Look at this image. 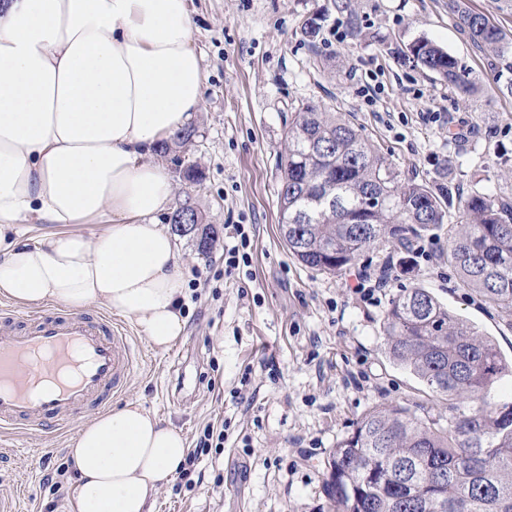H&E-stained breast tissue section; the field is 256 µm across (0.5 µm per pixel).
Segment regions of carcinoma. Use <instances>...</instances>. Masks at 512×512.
<instances>
[{
  "instance_id": "cac0c4a2",
  "label": "carcinoma",
  "mask_w": 512,
  "mask_h": 512,
  "mask_svg": "<svg viewBox=\"0 0 512 512\" xmlns=\"http://www.w3.org/2000/svg\"><path fill=\"white\" fill-rule=\"evenodd\" d=\"M477 45L505 60L512 43L473 11L460 13ZM412 61L448 85L474 91L448 51L419 38ZM281 230L302 264L338 274L385 242L411 253L422 233L445 224L452 186L432 188L401 177L396 166L351 124L319 103L295 107L281 154ZM383 197L368 202L369 197ZM178 236L205 254L214 229L201 213ZM448 262L460 284L512 315V202L474 192L459 200L448 225ZM392 359L448 400V416L405 407H375L334 448L326 494L343 512H512V400L494 386L512 375V360L493 340L453 315L424 288L398 295L384 317Z\"/></svg>"
}]
</instances>
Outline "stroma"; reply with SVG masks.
<instances>
[{
  "label": "stroma",
  "instance_id": "35a3bbf8",
  "mask_svg": "<svg viewBox=\"0 0 512 512\" xmlns=\"http://www.w3.org/2000/svg\"><path fill=\"white\" fill-rule=\"evenodd\" d=\"M452 0H190L193 43L206 75L191 142L161 160L172 207L190 204L217 234L209 254L178 238L187 264L185 336L167 352L136 335L141 357L113 406L140 400L196 446L209 424L224 445L161 490L155 512H341L324 491L338 441L375 406L447 414L448 403L390 360L384 316L420 287L512 357V317L459 285L448 233H425L417 253L386 245L338 275L298 262L280 232V152L294 107L313 100L375 144L403 178L447 176L458 197L512 198V70L460 28ZM318 18L315 38L302 25ZM425 37L455 56L476 85L463 95L423 71L408 46ZM379 92L367 98L366 82ZM196 166L189 183L182 170ZM240 262L227 269L224 254ZM395 269L389 287L356 290L359 273ZM76 428L0 447V496L22 512H64L54 489Z\"/></svg>",
  "mask_w": 512,
  "mask_h": 512
}]
</instances>
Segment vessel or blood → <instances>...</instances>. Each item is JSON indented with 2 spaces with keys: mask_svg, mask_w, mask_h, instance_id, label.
<instances>
[{
  "mask_svg": "<svg viewBox=\"0 0 512 512\" xmlns=\"http://www.w3.org/2000/svg\"><path fill=\"white\" fill-rule=\"evenodd\" d=\"M135 356L131 337L106 315L0 307V445L108 408Z\"/></svg>",
  "mask_w": 512,
  "mask_h": 512,
  "instance_id": "obj_1",
  "label": "vessel or blood"
}]
</instances>
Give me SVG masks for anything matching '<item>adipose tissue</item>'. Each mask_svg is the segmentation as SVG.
Returning a JSON list of instances; mask_svg holds the SVG:
<instances>
[{
    "label": "adipose tissue",
    "mask_w": 512,
    "mask_h": 512,
    "mask_svg": "<svg viewBox=\"0 0 512 512\" xmlns=\"http://www.w3.org/2000/svg\"><path fill=\"white\" fill-rule=\"evenodd\" d=\"M204 82L189 0H6L0 298L104 306L160 352L183 337L185 261L160 219L173 183L152 150L192 121ZM32 221L59 230L24 237ZM188 451L170 422L125 401L72 439L65 512H154Z\"/></svg>",
    "instance_id": "1"
}]
</instances>
